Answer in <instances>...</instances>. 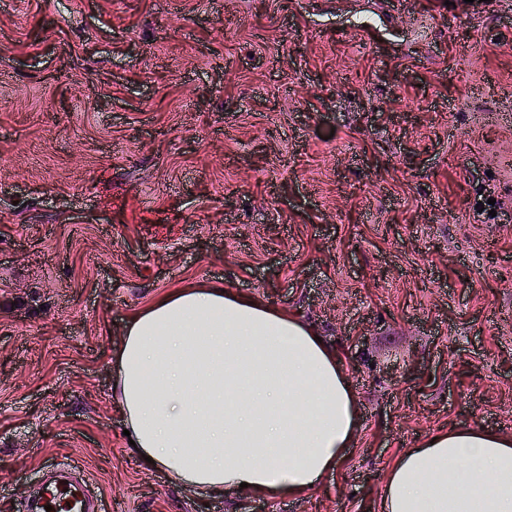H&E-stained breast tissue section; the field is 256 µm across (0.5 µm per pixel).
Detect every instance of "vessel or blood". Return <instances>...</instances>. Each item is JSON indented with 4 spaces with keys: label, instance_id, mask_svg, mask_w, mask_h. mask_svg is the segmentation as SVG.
<instances>
[{
    "label": "vessel or blood",
    "instance_id": "vessel-or-blood-1",
    "mask_svg": "<svg viewBox=\"0 0 512 512\" xmlns=\"http://www.w3.org/2000/svg\"><path fill=\"white\" fill-rule=\"evenodd\" d=\"M103 502L88 487L79 471L48 467L38 495L26 512H102Z\"/></svg>",
    "mask_w": 512,
    "mask_h": 512
}]
</instances>
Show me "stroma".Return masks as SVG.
Listing matches in <instances>:
<instances>
[{"instance_id":"stroma-1","label":"stroma","mask_w":512,"mask_h":512,"mask_svg":"<svg viewBox=\"0 0 512 512\" xmlns=\"http://www.w3.org/2000/svg\"><path fill=\"white\" fill-rule=\"evenodd\" d=\"M203 283L336 348L357 427L311 490L131 454L127 322ZM477 425L512 436V0H0V512L50 463L106 512H382Z\"/></svg>"}]
</instances>
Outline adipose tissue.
Returning a JSON list of instances; mask_svg holds the SVG:
<instances>
[{
    "label": "adipose tissue",
    "instance_id": "adipose-tissue-1",
    "mask_svg": "<svg viewBox=\"0 0 512 512\" xmlns=\"http://www.w3.org/2000/svg\"><path fill=\"white\" fill-rule=\"evenodd\" d=\"M114 396L135 455L205 494L308 491L344 458L355 398L326 341L287 311L219 285L133 315ZM383 512H512V438L433 435L391 464Z\"/></svg>",
    "mask_w": 512,
    "mask_h": 512
}]
</instances>
